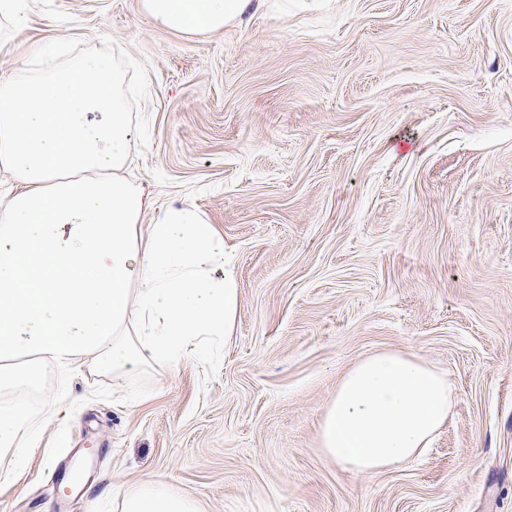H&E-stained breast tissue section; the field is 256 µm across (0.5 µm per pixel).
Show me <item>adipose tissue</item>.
I'll return each mask as SVG.
<instances>
[{"instance_id":"1","label":"adipose tissue","mask_w":512,"mask_h":512,"mask_svg":"<svg viewBox=\"0 0 512 512\" xmlns=\"http://www.w3.org/2000/svg\"><path fill=\"white\" fill-rule=\"evenodd\" d=\"M262 0H141L155 26L208 37L244 23ZM125 70L87 55L45 71L0 74V394L61 376H130L217 351L234 331L236 271L196 208L151 209L124 169L135 133ZM457 397L446 371L382 351L339 380L318 448L355 472L397 468L445 428ZM66 389L41 411L0 407V479L66 417ZM113 512H202L148 480L112 494Z\"/></svg>"}]
</instances>
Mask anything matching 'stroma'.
Returning <instances> with one entry per match:
<instances>
[{"label": "stroma", "mask_w": 512, "mask_h": 512, "mask_svg": "<svg viewBox=\"0 0 512 512\" xmlns=\"http://www.w3.org/2000/svg\"><path fill=\"white\" fill-rule=\"evenodd\" d=\"M279 2L208 38L140 0L0 16V74L40 68L35 40L125 68L129 177L216 224L239 288L215 364L73 378L0 512H50L76 454L81 512L153 479L203 512H512V0ZM384 350L448 372L457 400L423 457L349 471L320 418Z\"/></svg>", "instance_id": "obj_1"}]
</instances>
